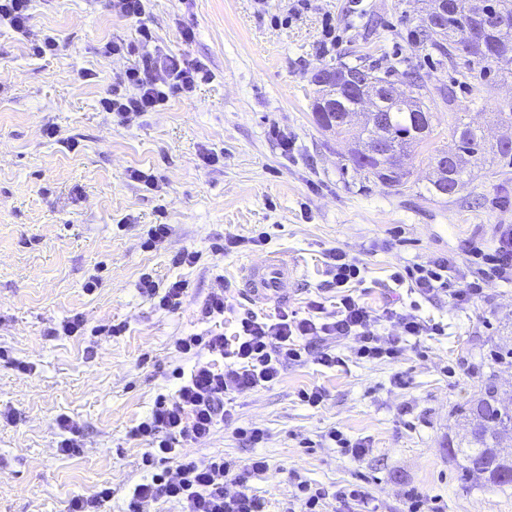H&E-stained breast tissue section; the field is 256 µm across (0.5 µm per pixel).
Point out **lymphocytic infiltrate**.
Segmentation results:
<instances>
[{
    "mask_svg": "<svg viewBox=\"0 0 512 512\" xmlns=\"http://www.w3.org/2000/svg\"><path fill=\"white\" fill-rule=\"evenodd\" d=\"M113 6L136 24L144 50L109 97L101 99L103 111L129 123L142 113L156 111L170 96L193 92L198 83L208 80L201 64L177 54L149 51L154 36L146 0H113ZM473 255L482 261L477 276L453 290L448 283L456 266L446 256L415 265L407 274H393L392 279L398 284L410 281L414 293L423 298L450 292L460 306L478 298L489 284L512 283L511 226L502 230L491 251L477 249ZM326 266L330 285L338 293L334 310L315 299L308 301L303 317L284 307L264 317L248 310L237 319L234 339L211 334L176 341L177 352L192 359L193 366L176 394L158 395L150 413L130 431L131 437L146 445L142 456L146 474L132 487L126 512H144L145 504L151 502L177 504L180 512H266L265 499L251 486L254 478L269 469L265 457L256 455L240 465L214 456L200 464L184 452L227 416L226 397L274 383L285 366L303 362L309 355L327 369L343 366L334 345L344 340L352 341L356 359L371 361L394 357L403 340L441 334L439 324L414 312L391 308L377 312L354 296L353 289L361 281L360 264L343 249L327 251ZM385 322L395 327V335H380ZM217 356L225 359L224 368L215 367Z\"/></svg>",
    "mask_w": 512,
    "mask_h": 512,
    "instance_id": "1",
    "label": "lymphocytic infiltrate"
}]
</instances>
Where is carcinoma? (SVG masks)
<instances>
[{
	"instance_id": "obj_1",
	"label": "carcinoma",
	"mask_w": 512,
	"mask_h": 512,
	"mask_svg": "<svg viewBox=\"0 0 512 512\" xmlns=\"http://www.w3.org/2000/svg\"><path fill=\"white\" fill-rule=\"evenodd\" d=\"M471 0H448V19L445 30L441 33L430 32L420 26L422 42L428 44L441 56L446 57L453 52H460L481 62L497 59L489 44L493 43L503 49H512V27L501 30L485 40H467V30L471 24ZM360 102L355 94L339 87L336 97V110L324 119H316L322 128L336 133L338 136L348 135L344 127L343 116L347 113L359 112ZM433 134L432 123L418 125L412 120L411 114L396 110L391 113L383 127V137L387 150L394 155H402L411 148L430 144ZM457 149L454 160L445 168L446 181L459 187L464 185L463 175L470 160L485 151V145L475 129L468 123L456 125ZM365 178H374L380 182L387 180L393 185L402 184L407 170L398 172L380 167L373 157H365L357 168ZM460 416L471 425L470 438L467 446L453 451V455H461L462 463L458 465L461 479L465 480L475 472L479 462L491 466L485 481L492 487L512 484V409L502 405L497 387L488 385L483 396L473 407L465 408Z\"/></svg>"
}]
</instances>
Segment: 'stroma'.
Instances as JSON below:
<instances>
[{"label": "stroma", "mask_w": 512, "mask_h": 512, "mask_svg": "<svg viewBox=\"0 0 512 512\" xmlns=\"http://www.w3.org/2000/svg\"><path fill=\"white\" fill-rule=\"evenodd\" d=\"M288 7V0H148L156 45L201 62L210 78L129 125L100 107L134 58L100 55L99 46L139 40L110 0H34L26 39L0 28V347L10 352L0 358V407L17 414L0 425V512H66L73 496L103 485L112 489L105 512H123L143 476L144 445L129 431L158 394L175 392L173 370L192 366L176 340L237 330L234 314L201 318L212 288L224 286L235 307L261 315L282 306L303 312L316 296L334 308L324 264L334 247L361 263L362 302L416 304L444 335L405 342L394 359L358 360L344 344L342 367L310 359L288 366L272 385L232 395L230 419L187 455L242 465L265 456L269 470L253 486L269 512H282L296 473L326 491L327 512H403L411 493L426 512H512V486L460 480L450 454L468 437L459 408L487 381L512 402V284L490 285L456 307L449 293L417 299L391 279L439 255L473 278L472 250L493 246L512 225V160L492 151L512 135L497 117L512 103V76L422 44L423 0H307L294 18ZM329 22L336 40L328 47ZM48 26L59 31L61 51L32 56L30 43ZM187 29L192 39L183 38ZM357 62L422 77L435 100L433 147L453 148L460 117L483 135L488 149L454 196L431 192L430 149L412 153L402 185L368 183L347 158L350 141L316 124L313 73ZM50 125L58 138H47ZM283 133L290 149L281 146ZM206 153L219 154V163L204 164ZM135 169L152 172L157 190L134 181ZM152 224L171 232L148 248ZM258 235L262 245L220 250L226 237ZM184 250L202 253L201 262L174 266ZM272 251L299 268L281 304L251 298L240 280L243 266ZM144 273L165 284L185 280L181 308L164 311L144 298ZM95 275L103 284L87 292ZM76 314L91 327L128 329L52 335ZM504 348L510 356L498 359ZM17 358L31 372H17ZM313 385L326 391L317 408L298 396ZM62 414L82 426L79 455L57 450ZM240 426L264 429L265 441L239 439ZM334 427L367 442L362 459L327 439ZM354 487L367 492L366 503L347 499Z\"/></svg>", "instance_id": "obj_1"}]
</instances>
